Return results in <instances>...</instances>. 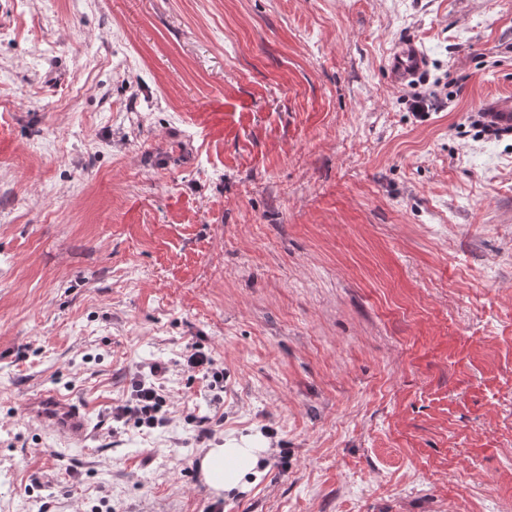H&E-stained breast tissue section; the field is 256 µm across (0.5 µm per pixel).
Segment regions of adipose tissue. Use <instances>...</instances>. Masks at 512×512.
Listing matches in <instances>:
<instances>
[{"instance_id":"obj_1","label":"adipose tissue","mask_w":512,"mask_h":512,"mask_svg":"<svg viewBox=\"0 0 512 512\" xmlns=\"http://www.w3.org/2000/svg\"><path fill=\"white\" fill-rule=\"evenodd\" d=\"M271 446V440L257 432L209 449L200 461L206 483L218 495L245 490L249 481L260 478Z\"/></svg>"}]
</instances>
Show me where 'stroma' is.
<instances>
[{
	"label": "stroma",
	"mask_w": 512,
	"mask_h": 512,
	"mask_svg": "<svg viewBox=\"0 0 512 512\" xmlns=\"http://www.w3.org/2000/svg\"><path fill=\"white\" fill-rule=\"evenodd\" d=\"M505 92L512 0H0V512H512ZM156 362L168 425L113 430ZM267 428L287 466L216 495ZM426 56L413 42L405 43L391 57L390 75L395 82H401L425 67ZM482 112L493 129L502 135H512V95L495 94L483 100ZM26 413L70 444H83L87 440V416L67 396L55 391H42L29 399ZM271 446L259 432L225 439L224 447L210 448L200 461L206 483L217 495L245 490L248 479L255 482L262 475V461Z\"/></svg>",
	"instance_id": "35a3bbf8"
}]
</instances>
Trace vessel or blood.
<instances>
[{
    "label": "vessel or blood",
    "mask_w": 512,
    "mask_h": 512,
    "mask_svg": "<svg viewBox=\"0 0 512 512\" xmlns=\"http://www.w3.org/2000/svg\"><path fill=\"white\" fill-rule=\"evenodd\" d=\"M427 59L417 45L405 43L390 61V75L394 81L406 80L425 67ZM482 112L493 129L500 134L512 135V95L495 94L484 99ZM28 416L71 444L86 442L88 419L83 411L67 396L45 390L30 398Z\"/></svg>",
    "instance_id": "vessel-or-blood-1"
}]
</instances>
